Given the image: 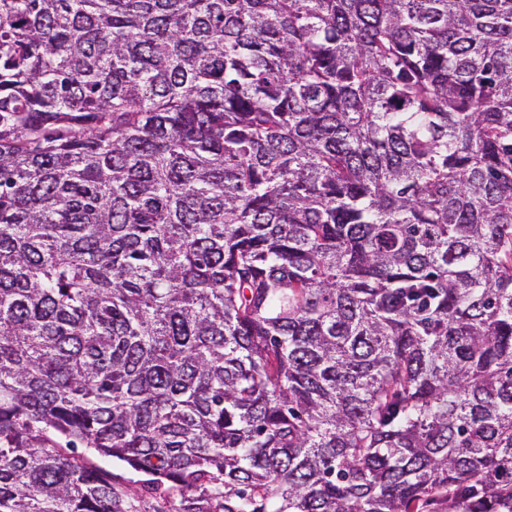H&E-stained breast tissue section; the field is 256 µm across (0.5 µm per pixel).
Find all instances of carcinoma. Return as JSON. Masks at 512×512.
<instances>
[{"label":"carcinoma","instance_id":"cac0c4a2","mask_svg":"<svg viewBox=\"0 0 512 512\" xmlns=\"http://www.w3.org/2000/svg\"><path fill=\"white\" fill-rule=\"evenodd\" d=\"M432 505L512 512V0H0V512ZM100 464L104 468L112 472L116 479L122 482L128 488L129 492L132 495L140 496V494L142 493L143 495H145L144 491L142 490L141 484V480L145 479V476L131 472L125 467H123L121 464H118L116 462L112 463V461L110 460H105Z\"/></svg>","mask_w":512,"mask_h":512}]
</instances>
